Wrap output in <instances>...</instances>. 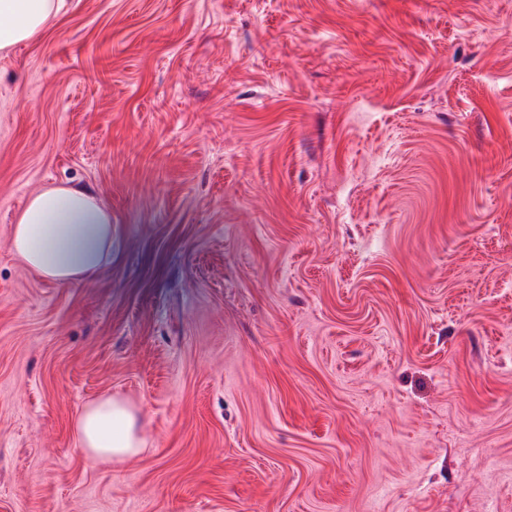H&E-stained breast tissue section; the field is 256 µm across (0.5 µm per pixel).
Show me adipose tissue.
Here are the masks:
<instances>
[{
  "label": "adipose tissue",
  "mask_w": 512,
  "mask_h": 512,
  "mask_svg": "<svg viewBox=\"0 0 512 512\" xmlns=\"http://www.w3.org/2000/svg\"><path fill=\"white\" fill-rule=\"evenodd\" d=\"M59 0H0V54L36 38ZM16 257L41 278L60 284L94 277L112 249V215L90 190L50 187L30 197L12 226ZM74 430L85 455L122 463L146 446L140 421L124 400L109 395L85 405Z\"/></svg>",
  "instance_id": "obj_1"
}]
</instances>
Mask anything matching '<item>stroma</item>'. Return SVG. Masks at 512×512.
Returning <instances> with one entry per match:
<instances>
[{"mask_svg": "<svg viewBox=\"0 0 512 512\" xmlns=\"http://www.w3.org/2000/svg\"><path fill=\"white\" fill-rule=\"evenodd\" d=\"M52 185L112 214L77 284L11 248ZM0 512H512V0H61L1 55ZM74 430L82 451L91 459L122 463L146 446L136 412L112 395L85 405L75 420Z\"/></svg>", "mask_w": 512, "mask_h": 512, "instance_id": "obj_1", "label": "stroma"}]
</instances>
